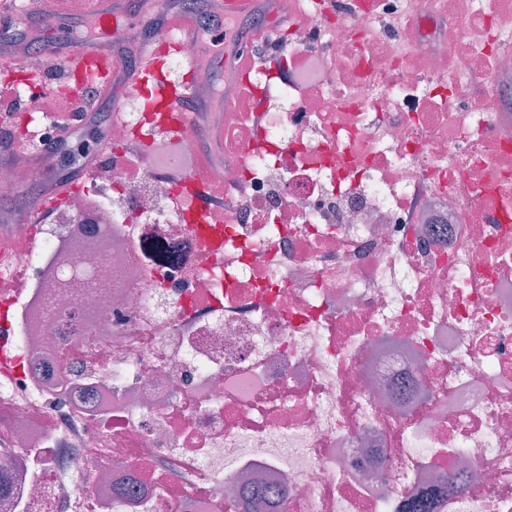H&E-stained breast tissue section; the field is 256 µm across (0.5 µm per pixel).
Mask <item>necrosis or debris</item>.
I'll return each mask as SVG.
<instances>
[{
	"instance_id": "4bbe7bcc",
	"label": "necrosis or debris",
	"mask_w": 512,
	"mask_h": 512,
	"mask_svg": "<svg viewBox=\"0 0 512 512\" xmlns=\"http://www.w3.org/2000/svg\"><path fill=\"white\" fill-rule=\"evenodd\" d=\"M288 18L280 69L224 75L222 157L193 121L158 155L130 96L52 222L0 229V512H512V0Z\"/></svg>"
}]
</instances>
